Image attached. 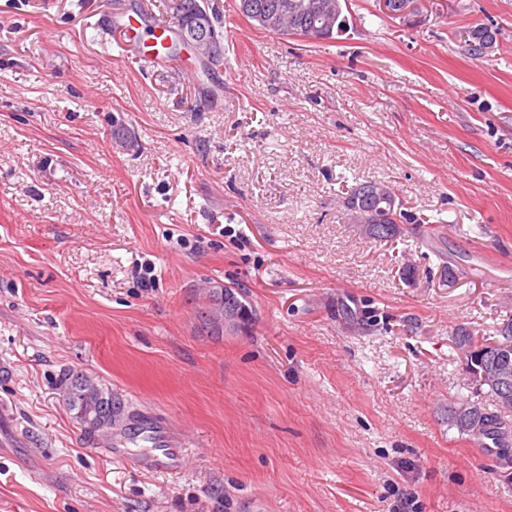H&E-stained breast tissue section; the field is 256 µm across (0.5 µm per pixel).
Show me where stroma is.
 <instances>
[{"label": "stroma", "mask_w": 512, "mask_h": 512, "mask_svg": "<svg viewBox=\"0 0 512 512\" xmlns=\"http://www.w3.org/2000/svg\"><path fill=\"white\" fill-rule=\"evenodd\" d=\"M210 3L211 76L141 60L163 0H0V512H512V461L448 425L476 393L455 329L512 322V0H349L319 42ZM373 180L437 234L349 223ZM217 282L248 330L198 333ZM71 369L146 412L122 455L64 406ZM169 429L178 472L140 469Z\"/></svg>", "instance_id": "obj_1"}]
</instances>
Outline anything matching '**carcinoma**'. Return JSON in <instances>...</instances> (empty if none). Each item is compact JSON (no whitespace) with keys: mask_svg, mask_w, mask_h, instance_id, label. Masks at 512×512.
I'll list each match as a JSON object with an SVG mask.
<instances>
[{"mask_svg":"<svg viewBox=\"0 0 512 512\" xmlns=\"http://www.w3.org/2000/svg\"><path fill=\"white\" fill-rule=\"evenodd\" d=\"M181 12H173L170 2H165V11L171 25V32L181 26L191 24V15L205 13L210 28L208 43L195 49L205 67L211 71L224 68L223 34L217 31L214 14L208 9V0H182ZM262 5V15L266 19L255 18L252 25L259 30L283 36L304 35L311 40H331L338 34L336 18L321 15L322 6L336 3V0H255ZM346 197L357 201V206L347 210L348 219L354 224L369 228L366 235L380 242L391 241L400 234V225L410 221L404 204L392 188L383 181H369L352 187ZM196 317L200 324L215 334L224 331V325L217 319L224 317V296L208 291L198 304ZM501 338L492 342L476 344L474 336L465 330L456 331L454 343L464 356H473L477 361L473 366L488 377L478 382L477 372L471 373L476 389L486 390L492 404L459 399L448 406V426L455 428L478 448L512 447V421L508 413L512 411V349L503 344L512 343V323L500 329ZM62 398L68 411L90 436L112 433L114 400L112 391L99 385L92 377L83 373L64 376Z\"/></svg>","mask_w":512,"mask_h":512,"instance_id":"cac0c4a2","label":"carcinoma"}]
</instances>
